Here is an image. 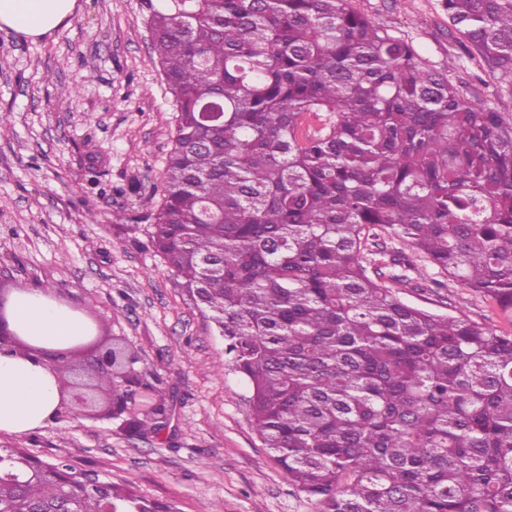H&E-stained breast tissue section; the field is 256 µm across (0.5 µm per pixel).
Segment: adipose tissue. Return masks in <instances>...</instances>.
<instances>
[{"label": "adipose tissue", "instance_id": "adipose-tissue-1", "mask_svg": "<svg viewBox=\"0 0 512 512\" xmlns=\"http://www.w3.org/2000/svg\"><path fill=\"white\" fill-rule=\"evenodd\" d=\"M76 0H0V29L41 38L71 18ZM4 313L18 347L0 350V432L32 433L55 423L64 392L48 360L53 351L87 341L93 323L40 288H16Z\"/></svg>", "mask_w": 512, "mask_h": 512}]
</instances>
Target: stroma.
Here are the masks:
<instances>
[{
    "mask_svg": "<svg viewBox=\"0 0 512 512\" xmlns=\"http://www.w3.org/2000/svg\"><path fill=\"white\" fill-rule=\"evenodd\" d=\"M411 42L430 68L468 84L474 104L512 121V84L471 60L448 33L445 0H351ZM148 0H78L45 38L0 30V287L47 288L99 322L94 340L134 348L160 375L173 417L161 436L130 434L99 405L34 433L0 432V446L134 485L175 512H318L261 441L250 387L224 367V339L155 255L146 218L160 203L175 107L153 57ZM71 88L68 96L58 87ZM100 176L114 193L93 195ZM94 208L95 221L85 211ZM122 221H114V214ZM410 263L400 297L512 335V316L426 262L388 232Z\"/></svg>",
    "mask_w": 512,
    "mask_h": 512,
    "instance_id": "obj_1",
    "label": "stroma"
}]
</instances>
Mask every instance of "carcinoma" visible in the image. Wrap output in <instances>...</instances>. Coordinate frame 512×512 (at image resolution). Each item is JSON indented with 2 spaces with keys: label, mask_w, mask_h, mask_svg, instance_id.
Listing matches in <instances>:
<instances>
[{
  "label": "carcinoma",
  "mask_w": 512,
  "mask_h": 512,
  "mask_svg": "<svg viewBox=\"0 0 512 512\" xmlns=\"http://www.w3.org/2000/svg\"><path fill=\"white\" fill-rule=\"evenodd\" d=\"M175 97L150 241L224 336L264 445L320 512H512V336L404 302L376 256L391 229L512 313V124L350 0H148ZM492 75L512 77V0H446ZM324 126L299 135L307 113ZM88 371L163 379L131 348ZM0 448V512H170L59 461Z\"/></svg>",
  "instance_id": "carcinoma-1"
}]
</instances>
